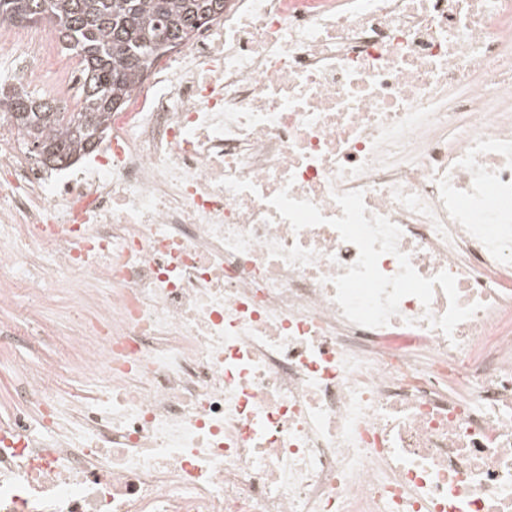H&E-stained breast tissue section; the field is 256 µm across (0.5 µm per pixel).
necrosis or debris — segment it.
Returning <instances> with one entry per match:
<instances>
[{
    "label": "necrosis or debris",
    "instance_id": "obj_1",
    "mask_svg": "<svg viewBox=\"0 0 512 512\" xmlns=\"http://www.w3.org/2000/svg\"><path fill=\"white\" fill-rule=\"evenodd\" d=\"M14 48L81 111L76 53ZM21 141L1 118L0 304L59 350L0 425V512H512V0H227L91 162ZM285 188L325 223L294 230ZM351 190L479 304L453 334L439 287L343 316Z\"/></svg>",
    "mask_w": 512,
    "mask_h": 512
}]
</instances>
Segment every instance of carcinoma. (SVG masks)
Here are the masks:
<instances>
[{"instance_id":"1","label":"carcinoma","mask_w":512,"mask_h":512,"mask_svg":"<svg viewBox=\"0 0 512 512\" xmlns=\"http://www.w3.org/2000/svg\"><path fill=\"white\" fill-rule=\"evenodd\" d=\"M224 13V0H0V24L51 25L80 56L83 111L64 121L54 100L0 90V115L44 160L63 165L92 149L112 113L167 49ZM165 33L169 38L159 41Z\"/></svg>"}]
</instances>
